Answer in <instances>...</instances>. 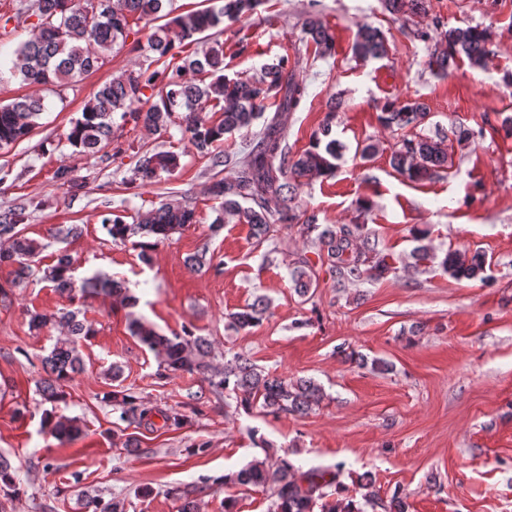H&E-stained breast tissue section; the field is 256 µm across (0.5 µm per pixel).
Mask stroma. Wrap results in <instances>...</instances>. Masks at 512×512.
I'll return each instance as SVG.
<instances>
[{
  "mask_svg": "<svg viewBox=\"0 0 512 512\" xmlns=\"http://www.w3.org/2000/svg\"><path fill=\"white\" fill-rule=\"evenodd\" d=\"M316 14L333 32L334 55L320 59L302 42L301 25ZM448 26L493 27V54L485 68L460 63L449 76L434 75L429 43L417 38L432 20ZM378 27L387 43L380 59L361 61L351 47L360 25ZM137 40L76 85L43 90L40 125L20 142L0 148V210L29 204L22 229L43 251L33 274L13 286L0 268V454L16 471L19 496L0 492V512H85L87 497L123 500L126 512H180L183 499L197 512H268L271 494L228 484L233 474L262 458L249 437L258 429L302 469L342 465L344 496H359V475L375 480L385 512L392 496L408 512H512V137L500 125L512 115V0H429V15L409 24L393 20L382 0H264L251 17L226 24L224 71L258 75L286 55L302 58L308 85L301 107L286 121L288 145L306 148L328 112L333 134L346 150L330 177L299 187L297 203L322 224L366 223L392 257L393 272L336 291L328 275L310 300L292 288L289 268L309 246L291 227L256 243L248 225L225 221L212 233L216 200L208 193L214 171L208 158L179 136L126 124L116 129L118 152L109 166L73 152L65 141L72 120L99 85L123 70L138 69L145 53ZM417 99L430 109L425 133L460 123L475 131L467 148H453L452 165L440 177L413 182L390 165L399 132L378 121L390 100ZM380 150L358 153L368 141ZM179 154L180 166L161 180L132 179L139 151ZM84 182L73 192L55 182L59 165ZM189 202L195 224L173 233L141 261L134 242L113 243L101 225L107 206L128 214L159 201ZM371 204L361 217L359 201ZM84 227L70 238L67 226ZM427 229L431 254L422 266L411 255L420 242L412 227ZM208 250L214 267L190 271L188 256ZM484 253L485 279L457 280L439 265L447 251ZM70 255L75 281L100 274L123 281L137 299L128 307L112 296L89 299L84 312L95 334L80 342L84 370L64 382L60 414L79 418L83 435L71 442L43 427L47 409L39 395L41 360L59 330H31V313L69 307L45 277L57 253ZM270 314L255 327L228 329L225 314L255 297ZM172 335L192 329L211 344L208 362L223 369L234 353L249 356L266 373L319 383L325 400L307 414L265 416L239 407L234 393L215 395L199 373L158 377L156 354L130 331L131 319ZM388 363L385 372L369 362ZM122 368L112 379V365ZM129 389L161 409L195 403L191 422L179 430L128 425L103 402L104 393ZM124 431L137 447L112 438Z\"/></svg>",
  "mask_w": 512,
  "mask_h": 512,
  "instance_id": "1",
  "label": "stroma"
}]
</instances>
